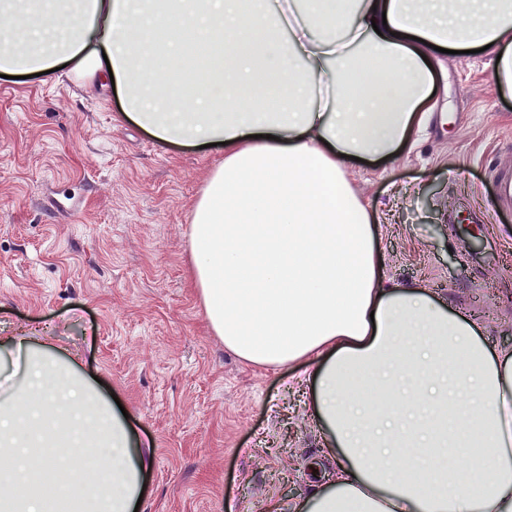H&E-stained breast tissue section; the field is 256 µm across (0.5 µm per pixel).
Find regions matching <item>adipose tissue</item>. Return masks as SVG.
I'll return each instance as SVG.
<instances>
[{
	"mask_svg": "<svg viewBox=\"0 0 512 512\" xmlns=\"http://www.w3.org/2000/svg\"><path fill=\"white\" fill-rule=\"evenodd\" d=\"M349 3L304 0L286 38L265 0H0V74L55 68L114 87L161 143H222L194 211L192 281L225 348L312 367L336 474L294 512H512V349H488L423 290L381 285L371 212L344 168L392 154L425 120L432 47H497L494 76L512 87V0ZM336 27L360 54L337 50ZM195 33L205 75L168 81L163 59L183 61ZM0 343L24 351L0 396V512L56 496L72 512H134L149 466L129 420L74 357ZM88 452L97 480L57 465Z\"/></svg>",
	"mask_w": 512,
	"mask_h": 512,
	"instance_id": "adipose-tissue-1",
	"label": "adipose tissue"
}]
</instances>
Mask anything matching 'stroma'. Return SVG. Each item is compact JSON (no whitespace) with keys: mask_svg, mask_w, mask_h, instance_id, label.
I'll use <instances>...</instances> for the list:
<instances>
[{"mask_svg":"<svg viewBox=\"0 0 512 512\" xmlns=\"http://www.w3.org/2000/svg\"><path fill=\"white\" fill-rule=\"evenodd\" d=\"M430 117L392 154L346 160L383 215L386 283L476 314L512 348V214L492 223L487 162L512 161V92L493 51L435 52ZM157 142L79 78L0 77V337L78 356L151 460L141 512H293L332 474L309 365H252L208 328L190 280L194 208L222 163Z\"/></svg>","mask_w":512,"mask_h":512,"instance_id":"obj_1","label":"stroma"}]
</instances>
